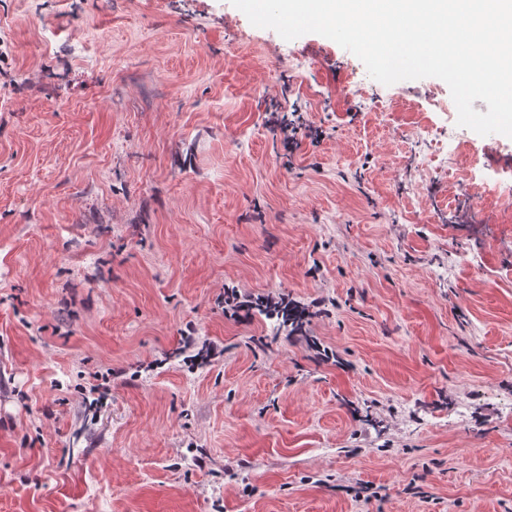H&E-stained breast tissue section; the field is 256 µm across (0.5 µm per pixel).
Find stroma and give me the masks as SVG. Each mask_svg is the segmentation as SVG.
<instances>
[{
  "label": "stroma",
  "mask_w": 512,
  "mask_h": 512,
  "mask_svg": "<svg viewBox=\"0 0 512 512\" xmlns=\"http://www.w3.org/2000/svg\"><path fill=\"white\" fill-rule=\"evenodd\" d=\"M0 52V512H512V138L420 179L443 80L231 0H0ZM303 131V132H302ZM284 145L288 150V153H292L298 144H300L298 135L301 133L305 138L310 139L313 145H318L322 142L326 137V132L320 127H312L310 125H306L303 122L290 123L288 124V129L284 131ZM272 298L254 297L250 295L242 296L235 288H228L224 291V315L236 321H243L249 318L253 309L262 310L269 305Z\"/></svg>",
  "instance_id": "obj_1"
}]
</instances>
